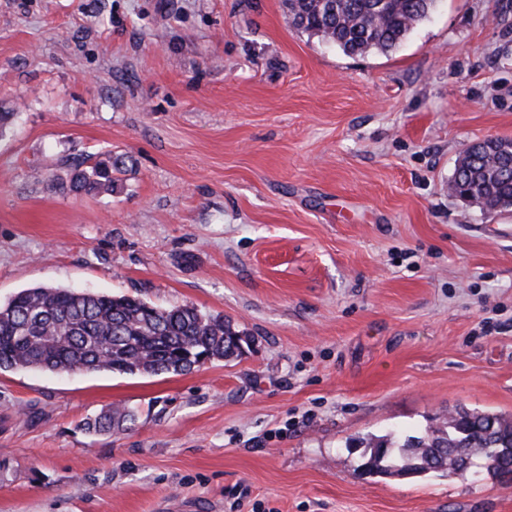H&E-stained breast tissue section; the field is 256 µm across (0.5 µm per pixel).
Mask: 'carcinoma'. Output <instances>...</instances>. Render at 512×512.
<instances>
[{
    "instance_id": "1",
    "label": "carcinoma",
    "mask_w": 512,
    "mask_h": 512,
    "mask_svg": "<svg viewBox=\"0 0 512 512\" xmlns=\"http://www.w3.org/2000/svg\"><path fill=\"white\" fill-rule=\"evenodd\" d=\"M435 0H285L295 26L350 56L389 52L426 19ZM127 171L122 155L71 170L77 190L112 189ZM450 181L462 184L491 206L512 203V169L483 154H462ZM240 335L222 315L188 304L154 306L126 295L35 286L0 303V371L34 367L48 374L118 372L183 374L205 361L237 353ZM133 411L109 408L84 422L88 431H110L134 420ZM361 472L417 476L428 472L464 474L460 449L500 479L490 452L512 462V419L489 412H459L403 439L385 435L360 442Z\"/></svg>"
}]
</instances>
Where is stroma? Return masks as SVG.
<instances>
[{
    "label": "stroma",
    "mask_w": 512,
    "mask_h": 512,
    "mask_svg": "<svg viewBox=\"0 0 512 512\" xmlns=\"http://www.w3.org/2000/svg\"><path fill=\"white\" fill-rule=\"evenodd\" d=\"M0 112V302L138 296L249 339L185 375L1 372L0 512H512L354 446L512 418V211L448 194L512 138V0H439L363 56L284 0H0ZM113 155V191L62 189ZM134 417V412L129 409L111 407L101 412L94 419H88L84 422V427L86 430L94 432L110 431L115 426L119 427L124 422L134 420Z\"/></svg>",
    "instance_id": "obj_1"
}]
</instances>
